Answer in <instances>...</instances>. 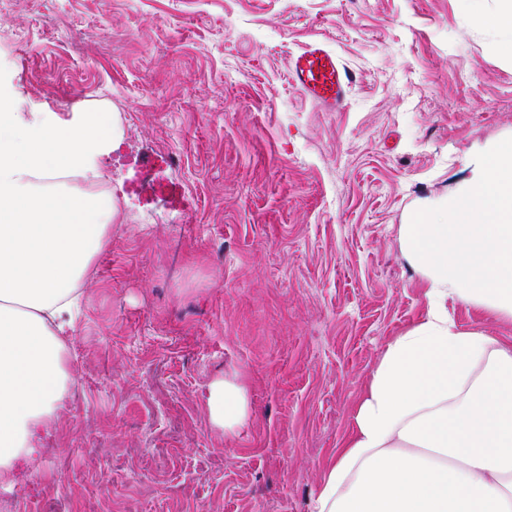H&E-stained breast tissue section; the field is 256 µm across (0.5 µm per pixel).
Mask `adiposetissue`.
I'll list each match as a JSON object with an SVG mask.
<instances>
[{
	"label": "adipose tissue",
	"mask_w": 512,
	"mask_h": 512,
	"mask_svg": "<svg viewBox=\"0 0 512 512\" xmlns=\"http://www.w3.org/2000/svg\"><path fill=\"white\" fill-rule=\"evenodd\" d=\"M115 131L106 112L29 123L0 101V489L37 460L75 382L78 286L117 212L111 196L35 180L95 178ZM399 241L425 312L385 344L309 512H512V339L448 312L459 300L512 320V139L482 149ZM205 400L224 436L248 424L242 377L213 379Z\"/></svg>",
	"instance_id": "adipose-tissue-1"
}]
</instances>
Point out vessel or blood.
I'll list each match as a JSON object with an SVG mask.
<instances>
[{
    "label": "vessel or blood",
    "mask_w": 512,
    "mask_h": 512,
    "mask_svg": "<svg viewBox=\"0 0 512 512\" xmlns=\"http://www.w3.org/2000/svg\"><path fill=\"white\" fill-rule=\"evenodd\" d=\"M289 73L291 80L326 110L333 112L344 106L350 77L322 43L308 44L295 55Z\"/></svg>",
    "instance_id": "obj_1"
}]
</instances>
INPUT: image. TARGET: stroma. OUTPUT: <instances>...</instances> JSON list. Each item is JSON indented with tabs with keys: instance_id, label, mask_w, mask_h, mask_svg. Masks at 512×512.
Listing matches in <instances>:
<instances>
[{
	"instance_id": "stroma-1",
	"label": "stroma",
	"mask_w": 512,
	"mask_h": 512,
	"mask_svg": "<svg viewBox=\"0 0 512 512\" xmlns=\"http://www.w3.org/2000/svg\"><path fill=\"white\" fill-rule=\"evenodd\" d=\"M313 41L352 77L339 111L289 78ZM0 96L28 119L114 114L98 169L119 208L76 382L0 512H308L425 311L401 225L512 137L499 0H0ZM234 373L251 421L227 438L204 395Z\"/></svg>"
}]
</instances>
